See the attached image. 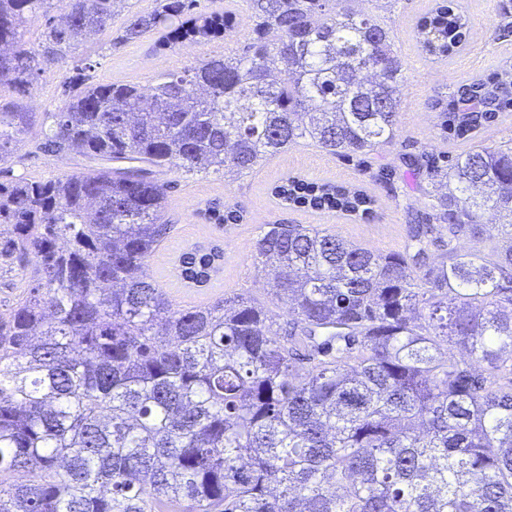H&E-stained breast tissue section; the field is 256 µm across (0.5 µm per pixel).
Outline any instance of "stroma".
I'll return each mask as SVG.
<instances>
[{
	"label": "stroma",
	"instance_id": "35a3bbf8",
	"mask_svg": "<svg viewBox=\"0 0 512 512\" xmlns=\"http://www.w3.org/2000/svg\"><path fill=\"white\" fill-rule=\"evenodd\" d=\"M469 21L467 45L446 62H434L416 47L413 28L433 0H360L363 12L384 20L390 28L394 48L403 63L402 109L395 139L365 156L340 157L305 140L285 151L267 156L241 177L220 173L168 172L165 218L171 228L149 261L150 273H158L186 244L209 237L224 241V275L221 288L197 294L195 301L209 304L240 293L259 304L271 306L266 290L269 272L254 258V244L265 224L288 222L330 231L360 247L379 253L405 252L415 224L422 222L429 200L425 190L432 184L426 173H412L408 161L424 155L451 159L472 146L512 147V112L500 114L495 123L475 137L447 140L439 120L428 107L429 99L458 83L487 75L512 65V30H504L503 11L512 12V0H451ZM156 0H123L113 18L83 53L49 65L23 103L36 115L35 121L11 156L0 165L4 179L26 178L45 181L84 172L88 163L79 153L45 152V124L40 117L53 112L69 98L64 82L78 68H87L91 82L134 83L149 86L165 72L190 64L200 55L196 46L159 49L156 35L134 43L117 40L119 29L132 12L154 10ZM388 167L390 180H378L380 167ZM354 183L366 188L377 200L374 215L366 220H346L335 214L314 215L302 209L282 210L270 199V189L289 174ZM220 199L238 205L245 214L240 224L217 228L205 223L196 210L206 201ZM273 306V305H272Z\"/></svg>",
	"mask_w": 512,
	"mask_h": 512
}]
</instances>
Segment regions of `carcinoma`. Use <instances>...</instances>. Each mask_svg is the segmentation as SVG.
<instances>
[{
    "label": "carcinoma",
    "instance_id": "obj_1",
    "mask_svg": "<svg viewBox=\"0 0 512 512\" xmlns=\"http://www.w3.org/2000/svg\"><path fill=\"white\" fill-rule=\"evenodd\" d=\"M54 0H0V86L27 93L42 63L94 39L123 0H65L41 52L22 48ZM204 0L131 13L119 41L160 31L200 46L238 25ZM251 41L168 72L149 89L91 84L45 113L44 148L77 151L95 173L0 181V260L26 263L0 318V512H512V247L497 259L454 241L487 211L512 239V148L480 146L426 164L444 187L404 253H376L303 224H266L254 260L272 268L275 325L240 293L180 308L148 262L169 224L165 169L246 174L301 139L339 156L393 141L402 60L390 28L356 0H243ZM462 14L438 2L416 25L420 50L464 45ZM450 139L512 112V69L432 100ZM30 113L0 102V163ZM288 207L361 219L354 185L288 177ZM198 215L240 224L211 200ZM446 260L423 275L433 225ZM218 243L195 244L178 277L207 286ZM459 348L468 361L455 360ZM20 469L35 473L17 483Z\"/></svg>",
    "mask_w": 512,
    "mask_h": 512
}]
</instances>
